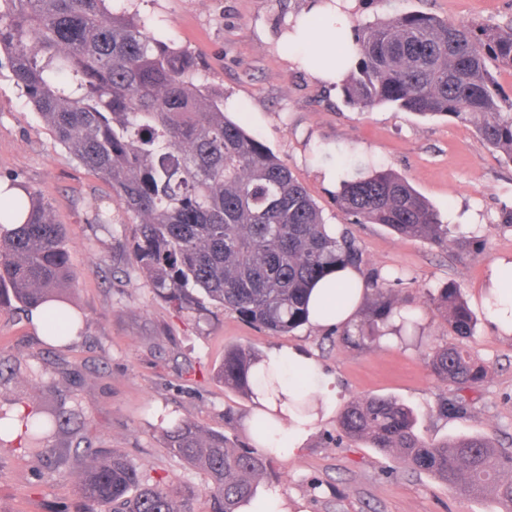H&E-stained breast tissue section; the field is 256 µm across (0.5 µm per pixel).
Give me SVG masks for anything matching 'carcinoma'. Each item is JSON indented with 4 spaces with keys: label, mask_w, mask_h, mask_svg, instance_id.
<instances>
[{
    "label": "carcinoma",
    "mask_w": 512,
    "mask_h": 512,
    "mask_svg": "<svg viewBox=\"0 0 512 512\" xmlns=\"http://www.w3.org/2000/svg\"><path fill=\"white\" fill-rule=\"evenodd\" d=\"M358 66L344 83L360 108L393 105L423 116L470 124L502 160L512 164V98L496 79L512 70V23L490 26L410 12L354 30ZM0 51L13 76L56 140L112 188V200L136 225L133 259L152 288L170 301L205 298L272 335L308 322L311 286L338 266L360 267L363 254L349 232L330 231L322 211L287 165L244 124L224 115V101L207 97L190 54L161 39L117 0H0ZM0 204L29 210L12 231L0 223V306L57 304L46 336L64 341L80 323L65 292L76 280L60 226L43 194ZM352 224H381L401 237L448 244V225L410 183L387 170L345 180L335 195ZM375 274L372 320L344 339H377L392 319L400 338L417 321L393 305V283ZM448 334L472 335L475 319L452 283L430 296ZM429 367L440 381L474 386L484 371L456 345L431 349ZM259 356L232 347L218 370L224 386L256 392L308 413L302 380L259 374ZM294 384L293 394L284 390ZM64 404L40 406L17 419L0 411V431L22 425L20 438L39 453L45 442L76 422ZM345 436L396 452L412 470L448 490L470 495L493 487L501 512H512V454L486 438L426 439L412 408L389 396L353 399L340 411ZM168 450L209 477L208 512H240L255 496L256 477L274 456L266 448H233L221 434L203 437L181 421L165 431ZM84 512H193L191 489L149 480L118 453L98 459L81 476Z\"/></svg>",
    "instance_id": "carcinoma-1"
}]
</instances>
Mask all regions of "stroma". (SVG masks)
<instances>
[{
	"mask_svg": "<svg viewBox=\"0 0 512 512\" xmlns=\"http://www.w3.org/2000/svg\"><path fill=\"white\" fill-rule=\"evenodd\" d=\"M356 25L421 11L490 25L512 22V0H362ZM307 0H134L133 10L163 39L187 50L210 92L245 105L248 130L291 169L326 223L348 229L363 254L364 277L397 273L400 305L418 318L420 340L383 337L366 346L339 332L302 326L273 336L212 301L178 308L157 295L133 260V222L91 216L109 185L57 142L17 86L0 54V179L39 190L66 236L77 278L67 293L81 318L69 344L52 346L30 323L29 309L0 306V410L62 402L80 414L78 432L50 439L68 449L60 472L46 458L0 440V512H82L75 494L83 464L125 456L142 474L197 491L206 512L208 478L170 455L164 430L187 421L230 446H252L255 404L217 375L229 346L265 352L293 346L332 380L316 400L314 427L298 457L273 458L261 477L282 489L291 512H499L496 495L449 492L437 478L408 468L363 440L343 438L338 413L353 399L389 396L414 409L428 438H488L512 451V335L488 323L480 293L490 264L512 256V166L475 129L452 118H423L391 105L360 109L341 85L324 86L293 68L273 38ZM325 163L337 177L388 169L405 177L451 229L447 245L400 237L378 224H348L335 188L319 180ZM461 289L477 318L472 336L452 337L427 295ZM453 343L484 366L483 382L457 391L431 375L426 355ZM463 396L465 414L444 415Z\"/></svg>",
	"mask_w": 512,
	"mask_h": 512,
	"instance_id": "35a3bbf8",
	"label": "stroma"
}]
</instances>
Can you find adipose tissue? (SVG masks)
Wrapping results in <instances>:
<instances>
[{"label":"adipose tissue","mask_w":512,"mask_h":512,"mask_svg":"<svg viewBox=\"0 0 512 512\" xmlns=\"http://www.w3.org/2000/svg\"><path fill=\"white\" fill-rule=\"evenodd\" d=\"M357 0H311L300 15L289 16L281 28L277 42L288 52L289 61L306 71L321 84L332 86L339 83L344 74L356 67V55H349L344 63H337L338 35H351L352 13ZM352 285L350 299L337 310L323 314L320 306L336 297L337 282ZM365 282L354 267L333 270L312 288L309 301V323L319 329H333L349 324L363 301ZM489 323L504 334H512V259L501 257L489 267L485 292L482 296ZM260 370L282 372L300 370L307 374L308 389L314 394L328 392L330 383L319 370L316 362L298 350L276 347L266 353L259 365ZM311 429V422L281 411L275 435L255 437L259 448L275 449L277 456L290 459L300 451V439Z\"/></svg>","instance_id":"ef3b65f1"}]
</instances>
